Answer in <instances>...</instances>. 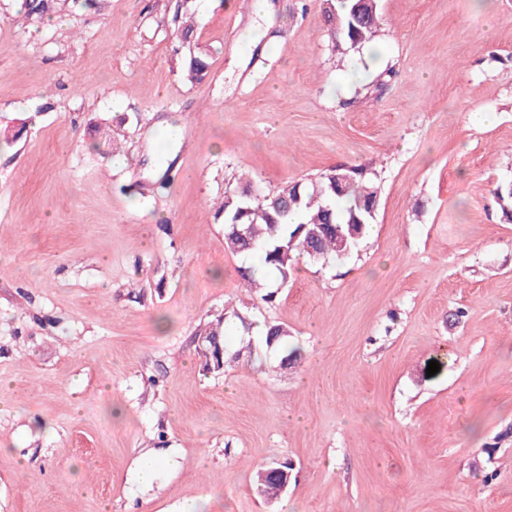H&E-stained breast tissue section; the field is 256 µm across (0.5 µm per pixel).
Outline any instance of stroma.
I'll list each match as a JSON object with an SVG mask.
<instances>
[{"mask_svg": "<svg viewBox=\"0 0 512 512\" xmlns=\"http://www.w3.org/2000/svg\"><path fill=\"white\" fill-rule=\"evenodd\" d=\"M178 2L0 0V512H512V0H379L366 68L320 0H194L199 84ZM353 165L380 201L351 256L245 292L225 192ZM228 309L229 349L278 322L300 364L257 336L203 373ZM209 56L210 52L206 48L190 49L189 55L184 58L181 64L183 78L191 84L203 82L210 69ZM225 326L224 317L222 320L217 319L215 324H211L203 332H200V334L204 335L198 340L199 351L203 358L206 356L208 358L214 357L215 359L216 357L221 358L224 348L223 361L219 360L217 363H215V361L212 359L210 363L209 361L202 360V367L203 371L205 372L225 371L228 367H232L235 363H239L245 349L251 353L252 344L250 343V340L246 345L242 346L238 350L230 351L226 348L224 344ZM205 336L211 337L212 339L206 338ZM214 339H218L219 342ZM208 342L210 344H208ZM277 458L271 459L269 462H267L265 465L262 466L260 469L259 474L256 475L255 478V486L256 491L259 494L260 497H264V495L269 494L275 496L277 494L278 485L273 480V473L271 469L273 467H284L285 465H281L279 463H276L275 460ZM263 493V495H261Z\"/></svg>", "mask_w": 512, "mask_h": 512, "instance_id": "obj_1", "label": "stroma"}]
</instances>
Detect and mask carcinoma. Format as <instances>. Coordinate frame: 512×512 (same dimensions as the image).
Wrapping results in <instances>:
<instances>
[{
  "mask_svg": "<svg viewBox=\"0 0 512 512\" xmlns=\"http://www.w3.org/2000/svg\"><path fill=\"white\" fill-rule=\"evenodd\" d=\"M52 3L53 0H23L22 6L26 15L42 16L50 11ZM322 5L329 39L340 54L359 51L375 36L379 0H322ZM209 56V50L203 47L190 50L181 64L183 78L191 84L203 82L210 69ZM341 172L348 175V180L333 191L330 184ZM493 194L502 216L512 223V188L507 183L500 184ZM378 196L373 172L363 166L343 171L336 167L315 179L289 182L276 189H264L248 181L239 191L224 196L218 207L224 215L225 249L236 255L257 257L259 265L283 283L290 277L299 255L323 264L345 260L335 226L347 234L356 231L366 235L373 224L367 205ZM235 224L247 230L246 238L234 237ZM238 275L250 290L261 292V299L273 301L272 284L257 276L253 266H239ZM274 327L278 330L274 347L284 357L298 361L301 354L299 348L288 344V327L268 324L265 336H270ZM246 349H252V344L235 351L224 350L223 360L202 362L203 371H224L234 366ZM275 466L273 459L262 466L255 478L257 493L277 494L278 485L272 477Z\"/></svg>",
  "mask_w": 512,
  "mask_h": 512,
  "instance_id": "cac0c4a2",
  "label": "carcinoma"
}]
</instances>
